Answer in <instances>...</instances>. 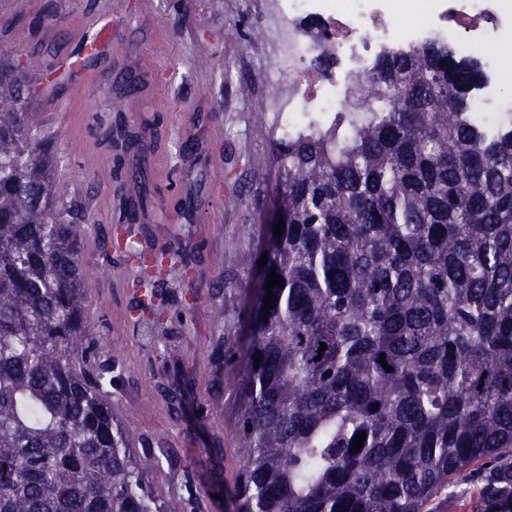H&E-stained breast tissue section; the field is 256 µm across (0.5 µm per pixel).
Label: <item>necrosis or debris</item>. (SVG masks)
<instances>
[{
  "instance_id": "1",
  "label": "necrosis or debris",
  "mask_w": 512,
  "mask_h": 512,
  "mask_svg": "<svg viewBox=\"0 0 512 512\" xmlns=\"http://www.w3.org/2000/svg\"><path fill=\"white\" fill-rule=\"evenodd\" d=\"M263 6L288 21L274 46L277 67L288 76L277 114L282 137L333 127L337 114L363 95L379 57L433 41L478 63L475 121L512 127V99L493 52L512 37V0H424L423 19L412 26L396 23L397 0H263Z\"/></svg>"
}]
</instances>
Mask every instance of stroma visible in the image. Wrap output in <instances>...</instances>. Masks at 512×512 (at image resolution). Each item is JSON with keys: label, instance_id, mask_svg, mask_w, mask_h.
<instances>
[{"label": "stroma", "instance_id": "stroma-1", "mask_svg": "<svg viewBox=\"0 0 512 512\" xmlns=\"http://www.w3.org/2000/svg\"><path fill=\"white\" fill-rule=\"evenodd\" d=\"M0 0V54L37 53L50 67L104 13L121 25L112 58L89 89L35 96L40 137L69 185L60 219L84 215L88 333L115 358L112 414L173 465L149 475L159 499L192 485L204 512H235L237 369L224 358L246 333L245 302L259 271L263 224L283 190L265 80L277 24L257 0ZM100 129H93L92 116ZM148 196L136 231L193 258V281L172 280L168 349L134 328L132 282L104 244L129 199ZM235 250L229 267L224 254Z\"/></svg>", "mask_w": 512, "mask_h": 512}]
</instances>
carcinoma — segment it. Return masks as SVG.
I'll return each mask as SVG.
<instances>
[{"mask_svg": "<svg viewBox=\"0 0 512 512\" xmlns=\"http://www.w3.org/2000/svg\"><path fill=\"white\" fill-rule=\"evenodd\" d=\"M36 67L0 61V512H197L155 497L169 454L136 452L112 416L80 217L60 223L68 188L35 134ZM481 80L447 44L386 56L370 77L386 104L276 144L285 227L267 229L234 354L236 512H428L475 465L479 503L512 512V128L472 120ZM165 269L128 245L156 333Z\"/></svg>", "mask_w": 512, "mask_h": 512, "instance_id": "obj_1", "label": "carcinoma"}]
</instances>
